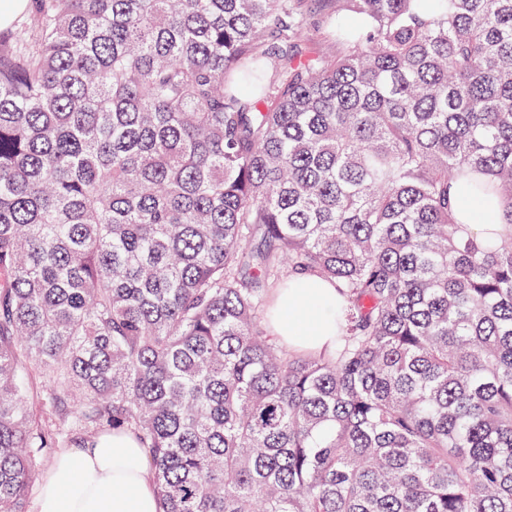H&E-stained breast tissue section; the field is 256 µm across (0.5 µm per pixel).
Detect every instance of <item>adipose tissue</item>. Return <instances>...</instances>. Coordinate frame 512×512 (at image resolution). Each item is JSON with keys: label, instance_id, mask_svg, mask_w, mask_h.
I'll list each match as a JSON object with an SVG mask.
<instances>
[{"label": "adipose tissue", "instance_id": "1", "mask_svg": "<svg viewBox=\"0 0 512 512\" xmlns=\"http://www.w3.org/2000/svg\"><path fill=\"white\" fill-rule=\"evenodd\" d=\"M337 306L331 284L296 276L279 303L273 330L292 351L333 344ZM36 512H159L143 449L127 432L66 449L41 476Z\"/></svg>", "mask_w": 512, "mask_h": 512}]
</instances>
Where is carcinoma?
<instances>
[{
    "label": "carcinoma",
    "instance_id": "carcinoma-1",
    "mask_svg": "<svg viewBox=\"0 0 512 512\" xmlns=\"http://www.w3.org/2000/svg\"><path fill=\"white\" fill-rule=\"evenodd\" d=\"M331 2L318 51L309 0L0 39V512L123 431L160 512H512V0ZM299 274L343 299L317 354L269 330ZM457 203H458V210L462 214L463 222L461 224H466L469 229L473 230L474 232L479 233L481 236L486 235V227L487 224H496V225H503L498 224L494 222H481L478 223L474 220V214L475 212L481 208V205L474 200H472L470 197L466 196L461 191L457 192Z\"/></svg>",
    "mask_w": 512,
    "mask_h": 512
}]
</instances>
